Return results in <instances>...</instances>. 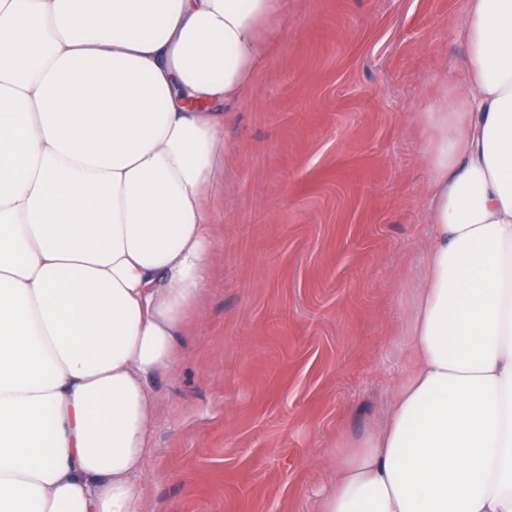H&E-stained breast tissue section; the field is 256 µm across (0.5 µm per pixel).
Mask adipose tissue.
I'll return each instance as SVG.
<instances>
[{
	"label": "adipose tissue",
	"mask_w": 512,
	"mask_h": 512,
	"mask_svg": "<svg viewBox=\"0 0 512 512\" xmlns=\"http://www.w3.org/2000/svg\"><path fill=\"white\" fill-rule=\"evenodd\" d=\"M289 0H0V512H142L205 301L226 112ZM433 134L411 367L320 512H512V0H470Z\"/></svg>",
	"instance_id": "1"
}]
</instances>
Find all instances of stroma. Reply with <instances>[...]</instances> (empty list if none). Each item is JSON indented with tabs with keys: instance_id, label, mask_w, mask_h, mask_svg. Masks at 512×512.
<instances>
[{
	"instance_id": "1",
	"label": "stroma",
	"mask_w": 512,
	"mask_h": 512,
	"mask_svg": "<svg viewBox=\"0 0 512 512\" xmlns=\"http://www.w3.org/2000/svg\"><path fill=\"white\" fill-rule=\"evenodd\" d=\"M469 0H290L226 119L206 307L156 378L144 512H317L410 366L421 113L464 80Z\"/></svg>"
}]
</instances>
